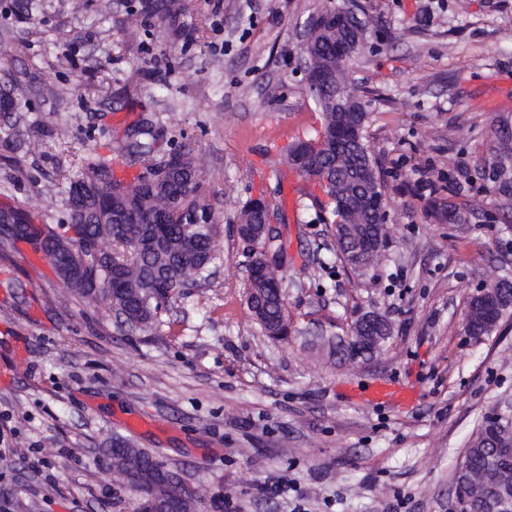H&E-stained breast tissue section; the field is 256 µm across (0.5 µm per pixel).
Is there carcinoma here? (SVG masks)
Instances as JSON below:
<instances>
[{
  "instance_id": "obj_1",
  "label": "carcinoma",
  "mask_w": 512,
  "mask_h": 512,
  "mask_svg": "<svg viewBox=\"0 0 512 512\" xmlns=\"http://www.w3.org/2000/svg\"><path fill=\"white\" fill-rule=\"evenodd\" d=\"M347 11L331 4L311 16L307 22V42L302 48L308 88L321 116V129L314 138H298L286 156L274 166L286 165L299 176L320 186L332 207L328 210L334 225L352 224L361 234L386 238L384 186L378 164L366 148L369 112L362 96L350 82L346 64L345 35L341 22ZM343 83L344 96L358 102L355 119H344L336 111V90ZM133 157L140 171L129 180L117 176L110 159H83L81 174L71 182L66 199L67 222L64 232L52 224L38 221L40 209L30 203L1 204L0 222L15 224L18 230L0 237V261L12 264L18 242L54 262H67L80 272L82 283L62 282L57 303L62 308L72 304L97 307L108 304L124 323L147 329L158 321L160 311L170 299L185 294L187 288H209L210 268L219 260L217 244L221 224L212 208L200 202L207 176L194 150L187 148L158 158L148 140L135 143ZM112 203V251L97 247L100 236L99 212ZM271 207L261 198L247 201L237 216V224H262ZM339 258L345 267L359 275L366 274L380 260L378 247L352 261L346 256L341 240H336ZM246 301L261 332L279 339L288 325V308L282 264L256 266L247 264ZM484 308L468 307L470 325L486 329L488 321L512 311V281L490 283ZM328 355L343 360L355 345L342 336L318 337ZM483 432L470 442L465 460L470 468L482 470L494 464L512 469V457L484 445ZM109 465L126 470L128 487L138 495L136 512L151 508L139 496L152 470L169 469L160 455L138 446L131 439L112 437ZM11 492L13 502L26 506V512H38V502L17 486H2ZM153 494L172 502L177 512H202L207 489L196 486L192 495L183 497L180 479L173 475L154 487Z\"/></svg>"
}]
</instances>
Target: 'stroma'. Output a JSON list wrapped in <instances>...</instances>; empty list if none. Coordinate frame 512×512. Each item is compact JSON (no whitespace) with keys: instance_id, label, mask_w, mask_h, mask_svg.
<instances>
[{"instance_id":"35a3bbf8","label":"stroma","mask_w":512,"mask_h":512,"mask_svg":"<svg viewBox=\"0 0 512 512\" xmlns=\"http://www.w3.org/2000/svg\"><path fill=\"white\" fill-rule=\"evenodd\" d=\"M321 0H185L159 21L143 0H0V84L18 103L0 136V203L36 200L65 220L66 191L88 155H120L148 127L157 155L192 146L205 204L222 223L218 288L171 303L143 331L107 306L69 309L49 265L0 264V336L22 360L0 387V484L22 479L41 512H133L102 461L113 435L159 452L209 488L203 512H454L456 472L483 418L512 402V315L484 336L465 314L492 274L512 275V0H356L366 48L350 62L367 89L366 144L382 167L386 243L366 275L345 268L313 193L301 189L287 244L291 333L262 336L245 303L243 204L278 205L272 162L320 116L306 91L300 35ZM418 168L439 177L416 195ZM460 212L434 219L435 205ZM385 313L393 334L368 361L337 363L308 332H343ZM385 379L417 388L409 406H370ZM304 500L268 499L265 482Z\"/></svg>"}]
</instances>
